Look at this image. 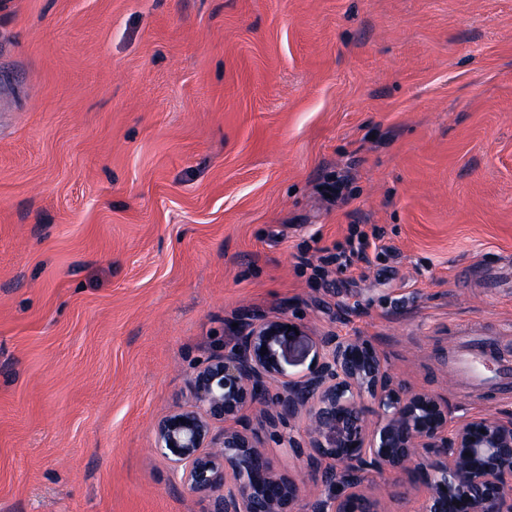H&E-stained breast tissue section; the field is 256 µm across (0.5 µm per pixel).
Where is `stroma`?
<instances>
[{
	"label": "stroma",
	"instance_id": "1",
	"mask_svg": "<svg viewBox=\"0 0 512 512\" xmlns=\"http://www.w3.org/2000/svg\"><path fill=\"white\" fill-rule=\"evenodd\" d=\"M282 314L512 417L448 382L454 331L512 360V0H0V512H210L156 425ZM357 241V245L355 243ZM347 245L350 248L348 250L349 255H347V249L344 247L337 246L336 254L328 257L331 262H336V270L339 273L345 272L348 267L351 266L350 256L363 253L366 248L369 247L370 242L366 235L363 232L357 231V228H351L350 236L347 239Z\"/></svg>",
	"mask_w": 512,
	"mask_h": 512
}]
</instances>
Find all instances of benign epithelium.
I'll return each instance as SVG.
<instances>
[{"instance_id":"obj_1","label":"benign epithelium","mask_w":512,"mask_h":512,"mask_svg":"<svg viewBox=\"0 0 512 512\" xmlns=\"http://www.w3.org/2000/svg\"><path fill=\"white\" fill-rule=\"evenodd\" d=\"M267 351H261V348ZM313 352L308 373L288 372L290 355ZM187 402L157 426V450L181 472L191 495L211 512H377L362 490L364 465L379 472L421 473L417 512H512V418L474 416L453 426L448 401L412 392L396 380L369 342L327 334L317 339L285 315L250 319L235 351L210 359L187 380ZM379 420L368 427L363 403ZM258 412V427L239 421ZM315 458L343 462L318 472L339 487L330 504L307 503L299 484L280 474L260 432L301 413Z\"/></svg>"}]
</instances>
